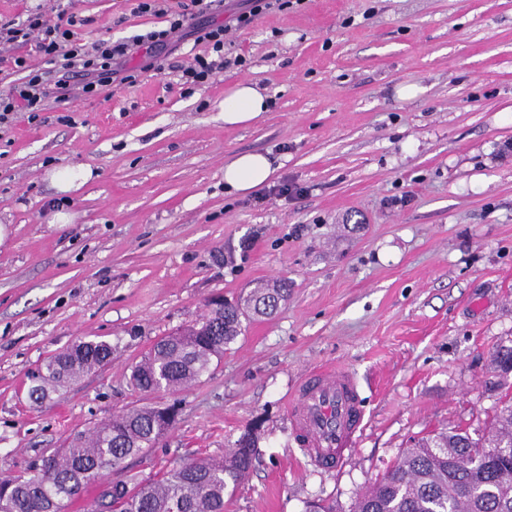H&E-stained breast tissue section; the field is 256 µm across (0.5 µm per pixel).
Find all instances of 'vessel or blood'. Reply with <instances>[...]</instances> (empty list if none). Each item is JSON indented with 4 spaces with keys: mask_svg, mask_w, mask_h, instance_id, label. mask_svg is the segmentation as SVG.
I'll return each instance as SVG.
<instances>
[{
    "mask_svg": "<svg viewBox=\"0 0 512 512\" xmlns=\"http://www.w3.org/2000/svg\"><path fill=\"white\" fill-rule=\"evenodd\" d=\"M289 417L292 434L316 466L340 465L364 421L362 397L353 373L340 366L309 371L290 399Z\"/></svg>",
    "mask_w": 512,
    "mask_h": 512,
    "instance_id": "1",
    "label": "vessel or blood"
}]
</instances>
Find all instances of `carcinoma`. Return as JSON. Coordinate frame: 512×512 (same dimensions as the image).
<instances>
[{"label":"carcinoma","mask_w":512,"mask_h":512,"mask_svg":"<svg viewBox=\"0 0 512 512\" xmlns=\"http://www.w3.org/2000/svg\"><path fill=\"white\" fill-rule=\"evenodd\" d=\"M272 301L271 312L288 298V283L260 288L242 302L213 305L202 320L156 341L133 368L132 385L143 392L174 393L199 380L224 358V348L242 333L252 299ZM112 346L79 342L50 356L32 375L29 399L37 404L85 374L107 364ZM512 363V347L492 354L494 376ZM174 422L159 407L134 408L74 436L64 448L33 462L28 471L0 480V512H68L70 504L97 479L96 494L84 512H224V491L252 470L256 444L241 436L219 460L200 458L162 468L132 482L104 475L129 457L155 447ZM512 403L497 409L485 432L472 437L446 429L403 449L387 472L351 505V512H512Z\"/></svg>","instance_id":"carcinoma-1"}]
</instances>
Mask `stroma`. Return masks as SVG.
Returning <instances> with one entry per match:
<instances>
[{"label": "stroma", "instance_id": "1", "mask_svg": "<svg viewBox=\"0 0 512 512\" xmlns=\"http://www.w3.org/2000/svg\"><path fill=\"white\" fill-rule=\"evenodd\" d=\"M34 6L85 18V40L153 25L130 0H0V20ZM229 39L249 67L192 96L175 87L188 42L136 84L0 124V478L113 414L174 403V428L110 480L221 456L251 431L255 466L224 512H349L414 439L496 411L490 355L512 346V0H306ZM241 80L271 106L228 127L224 91ZM251 152L292 196L227 190L225 164ZM76 167L90 178L60 192L53 174ZM280 279L287 301L244 322L216 369L173 396L134 389L155 339ZM79 340L109 342L107 367L31 403V374ZM331 363L356 375L366 426L327 472L293 442L288 398Z\"/></svg>", "mask_w": 512, "mask_h": 512}]
</instances>
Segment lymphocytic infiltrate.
<instances>
[{
    "mask_svg": "<svg viewBox=\"0 0 512 512\" xmlns=\"http://www.w3.org/2000/svg\"><path fill=\"white\" fill-rule=\"evenodd\" d=\"M238 5L234 23L228 26L224 23V0H135L134 13L160 19V27L123 41L88 44L76 42L77 19L64 12L53 18L34 12L21 23L1 21L0 44L33 45L43 65L35 68L25 57H12L11 63L22 77L0 94V123L14 112L43 111L55 66L62 59L70 62L80 95L94 99L105 87L135 83V71L129 66L135 53H142L143 67L149 70L153 59L191 39L204 51L187 64L178 65V80L190 88L205 86L225 68L246 64L243 56L229 59L224 55V38L230 28L248 27L257 16L272 9L288 10L294 0H238Z\"/></svg>",
    "mask_w": 512,
    "mask_h": 512,
    "instance_id": "1",
    "label": "lymphocytic infiltrate"
}]
</instances>
